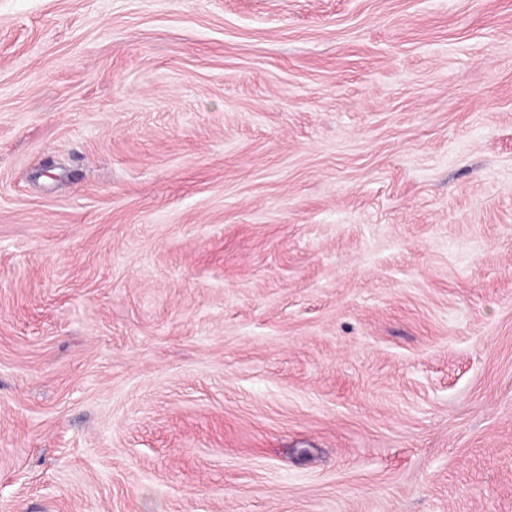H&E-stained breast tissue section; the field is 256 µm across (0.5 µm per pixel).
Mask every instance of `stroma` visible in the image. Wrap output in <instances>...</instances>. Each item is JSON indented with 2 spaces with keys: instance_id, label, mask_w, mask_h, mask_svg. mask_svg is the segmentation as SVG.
<instances>
[{
  "instance_id": "1",
  "label": "stroma",
  "mask_w": 512,
  "mask_h": 512,
  "mask_svg": "<svg viewBox=\"0 0 512 512\" xmlns=\"http://www.w3.org/2000/svg\"><path fill=\"white\" fill-rule=\"evenodd\" d=\"M0 512H512V0H0Z\"/></svg>"
}]
</instances>
